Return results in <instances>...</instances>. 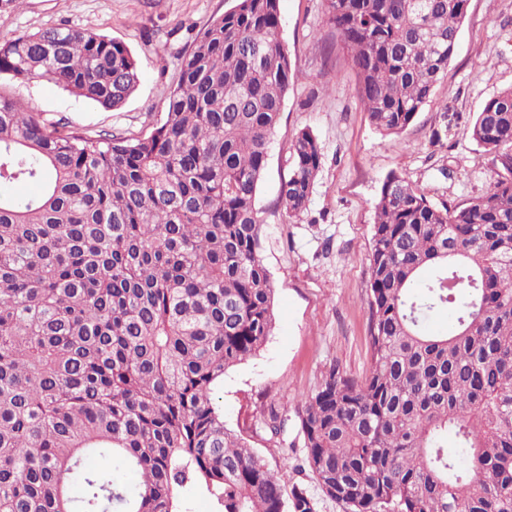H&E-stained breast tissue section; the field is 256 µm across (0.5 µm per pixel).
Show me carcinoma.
<instances>
[{
  "label": "carcinoma",
  "instance_id": "obj_1",
  "mask_svg": "<svg viewBox=\"0 0 512 512\" xmlns=\"http://www.w3.org/2000/svg\"><path fill=\"white\" fill-rule=\"evenodd\" d=\"M468 2L325 0L378 131L430 102ZM280 26L279 0H232L140 139L87 137L0 93V185L38 187L0 193V512H189L196 494L215 512H316L215 401L274 328L255 200L292 79ZM1 73L112 109L139 83L128 49L89 29L3 39ZM466 134L497 177L442 208L386 178L370 367L329 368L299 412L304 464L346 512H512V89ZM291 156L279 204L297 217L322 165L311 131ZM445 307L456 333L429 332ZM263 424L284 419L271 406Z\"/></svg>",
  "mask_w": 512,
  "mask_h": 512
}]
</instances>
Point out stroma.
Returning a JSON list of instances; mask_svg holds the SVG:
<instances>
[{
	"mask_svg": "<svg viewBox=\"0 0 512 512\" xmlns=\"http://www.w3.org/2000/svg\"><path fill=\"white\" fill-rule=\"evenodd\" d=\"M230 0H26L0 8V39L50 27L91 29L123 43L140 82L117 110L75 98L47 81L0 74V92L35 112L95 137L150 134L164 117L181 56ZM280 38L294 80L271 137L256 194L262 213V261L274 293L275 326L256 355L227 370L220 402L227 428L277 472L285 487L317 485L304 456L298 409L319 389L330 366L360 379L369 368V253L374 202L398 174L436 206H455L487 192L496 177L490 155L465 133L494 94L512 87V0H470L455 54L431 101L408 128L384 135L356 95L357 75L324 0H279ZM302 129L322 150L307 212L276 210L291 168L290 146ZM285 421L274 435L261 422L269 405Z\"/></svg>",
	"mask_w": 512,
	"mask_h": 512,
	"instance_id": "1",
	"label": "stroma"
}]
</instances>
